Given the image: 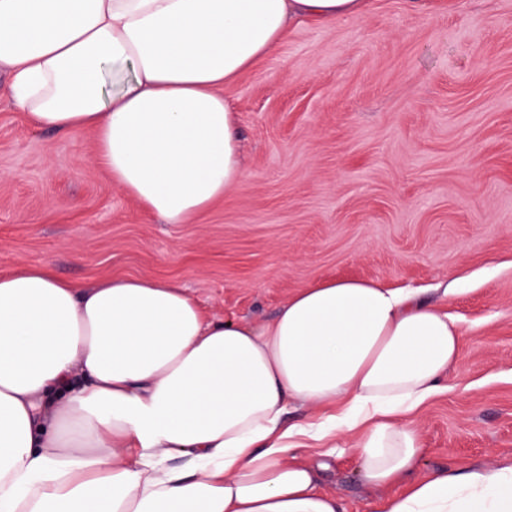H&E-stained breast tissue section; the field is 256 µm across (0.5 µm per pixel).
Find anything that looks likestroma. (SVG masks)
<instances>
[{"mask_svg":"<svg viewBox=\"0 0 512 512\" xmlns=\"http://www.w3.org/2000/svg\"><path fill=\"white\" fill-rule=\"evenodd\" d=\"M0 74V271L173 281L260 326L324 279L423 289L459 357L419 413L416 472L512 463V0H367L306 22L224 85L246 176L187 224L113 184L92 132L34 127ZM352 452L321 481L344 512L388 493Z\"/></svg>","mask_w":512,"mask_h":512,"instance_id":"obj_1","label":"stroma"}]
</instances>
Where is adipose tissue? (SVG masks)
Segmentation results:
<instances>
[{
    "label": "adipose tissue",
    "mask_w": 512,
    "mask_h": 512,
    "mask_svg": "<svg viewBox=\"0 0 512 512\" xmlns=\"http://www.w3.org/2000/svg\"><path fill=\"white\" fill-rule=\"evenodd\" d=\"M366 0H0V73L41 128L95 134L113 183L187 224L243 181L220 92L290 25ZM460 353L455 321L381 284L324 280L260 327L177 283L0 274V512H341V443L383 512H512V464L416 477V416ZM326 409L286 424L289 403ZM319 444L317 464L300 458Z\"/></svg>",
    "instance_id": "ef3b65f1"
}]
</instances>
